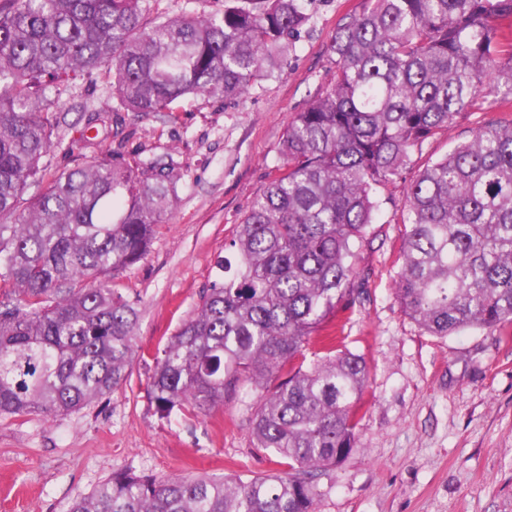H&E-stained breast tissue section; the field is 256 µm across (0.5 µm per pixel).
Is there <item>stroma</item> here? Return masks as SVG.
Masks as SVG:
<instances>
[{"label":"stroma","instance_id":"1","mask_svg":"<svg viewBox=\"0 0 512 512\" xmlns=\"http://www.w3.org/2000/svg\"><path fill=\"white\" fill-rule=\"evenodd\" d=\"M361 7L314 0L283 71L258 78L234 104L197 98L179 112L124 113L132 133L124 153L172 155L178 189L146 254L112 281L139 311L142 357L126 386L77 413L0 421V512H69L120 469L159 477L277 470L275 457L253 445L254 391L196 418H163L147 396L148 356L197 306L225 240L270 179L289 117L335 71L328 46L339 24ZM499 117L487 105L455 116L377 193L373 241L358 260L360 293L336 316L346 348L369 368L360 444L319 480L318 512H512V325L432 336L394 294L410 180Z\"/></svg>","mask_w":512,"mask_h":512}]
</instances>
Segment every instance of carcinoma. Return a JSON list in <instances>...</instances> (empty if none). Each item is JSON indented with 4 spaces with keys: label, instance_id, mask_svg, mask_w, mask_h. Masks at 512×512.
I'll return each instance as SVG.
<instances>
[{
    "label": "carcinoma",
    "instance_id": "carcinoma-1",
    "mask_svg": "<svg viewBox=\"0 0 512 512\" xmlns=\"http://www.w3.org/2000/svg\"><path fill=\"white\" fill-rule=\"evenodd\" d=\"M308 21L303 0H0V419L54 420L125 386L138 309L112 279L145 255L178 199L173 159L111 151L62 172L27 211L43 157L75 125L62 93L107 77L105 106L178 112L244 97ZM336 70L289 119L274 175L247 206L199 304L153 356L161 415L197 416L242 387L254 447L281 470L252 477L115 472L69 512H316L318 479L359 441L369 370L323 336L353 302L378 188L461 111L512 106V0H363L329 46ZM395 294L426 333L512 324V121L491 122L407 188Z\"/></svg>",
    "mask_w": 512,
    "mask_h": 512
}]
</instances>
